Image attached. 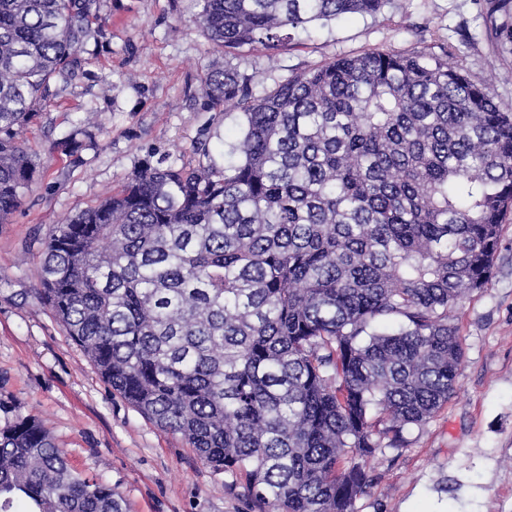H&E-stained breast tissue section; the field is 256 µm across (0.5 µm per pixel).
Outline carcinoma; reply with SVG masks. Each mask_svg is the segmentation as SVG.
Here are the masks:
<instances>
[{
    "mask_svg": "<svg viewBox=\"0 0 512 512\" xmlns=\"http://www.w3.org/2000/svg\"><path fill=\"white\" fill-rule=\"evenodd\" d=\"M240 134L149 153L45 241L38 298L102 378L258 512H356L371 460L456 393L452 312L512 209V112L442 54L373 49L258 87L243 48L389 0H197ZM512 53V0H490ZM102 0H0V224L40 167L21 134L84 72ZM93 133L60 143L71 157ZM0 512H127L32 417L0 428Z\"/></svg>",
    "mask_w": 512,
    "mask_h": 512,
    "instance_id": "cac0c4a2",
    "label": "carcinoma"
}]
</instances>
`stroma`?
<instances>
[{
  "mask_svg": "<svg viewBox=\"0 0 512 512\" xmlns=\"http://www.w3.org/2000/svg\"><path fill=\"white\" fill-rule=\"evenodd\" d=\"M486 3L390 0L376 16L295 31V47L254 46L251 71L270 86L289 69L335 56L445 46L512 111V62L498 58ZM198 12L196 0H103L109 43L25 131L41 175L0 224V427L35 417L78 471L118 487L129 512H256L180 435L113 393L36 296L50 233L111 195L147 152L193 166L197 142L215 149L238 134L234 117L205 110L200 96L202 71L216 56ZM80 120L96 144L65 156L59 144ZM456 323L465 358L454 397L408 432L404 448L374 461V484L356 512H512V216L491 278L464 299Z\"/></svg>",
  "mask_w": 512,
  "mask_h": 512,
  "instance_id": "stroma-1",
  "label": "stroma"
}]
</instances>
